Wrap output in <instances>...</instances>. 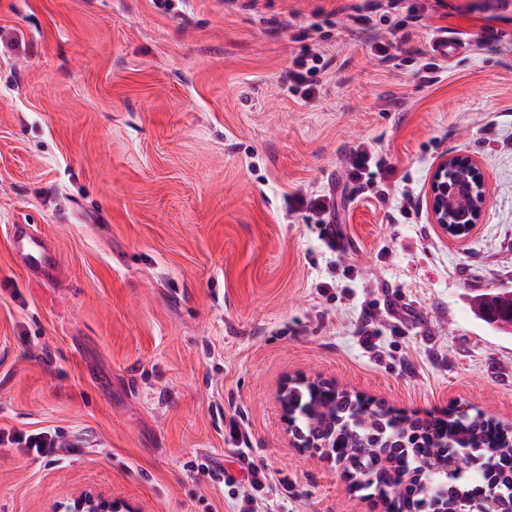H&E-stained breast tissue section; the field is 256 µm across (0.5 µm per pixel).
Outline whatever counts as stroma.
Returning <instances> with one entry per match:
<instances>
[{
    "label": "stroma",
    "mask_w": 512,
    "mask_h": 512,
    "mask_svg": "<svg viewBox=\"0 0 512 512\" xmlns=\"http://www.w3.org/2000/svg\"><path fill=\"white\" fill-rule=\"evenodd\" d=\"M438 36L459 49L424 72ZM316 50L330 64L304 100L280 75ZM360 144L393 166L386 199L350 197ZM453 151L489 188L463 242L425 206ZM314 193L340 199L326 224L295 205ZM16 224L52 241L54 269L14 254ZM498 288L512 0H0V430L58 445L0 444V512L84 489L135 512H240L206 457L241 495L265 471L267 512H375L374 489L293 447L280 384L511 427L512 335L469 307ZM45 432L22 434L7 433L0 431V444L7 443L16 444L18 448H24L28 452L34 451L39 456H48L55 452L56 443L54 440L45 435Z\"/></svg>",
    "instance_id": "1"
}]
</instances>
